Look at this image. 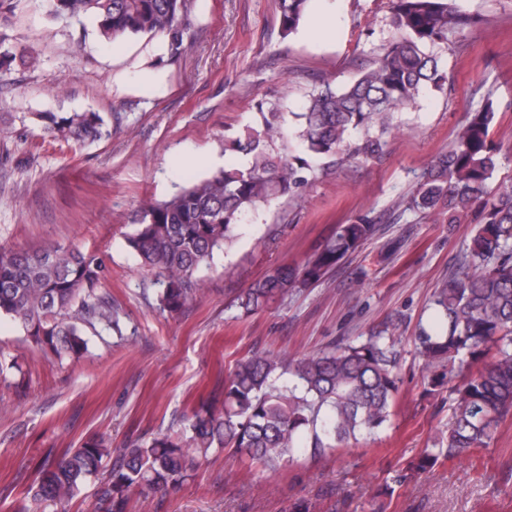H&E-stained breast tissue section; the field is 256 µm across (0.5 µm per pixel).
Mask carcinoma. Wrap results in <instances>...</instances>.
<instances>
[{
  "mask_svg": "<svg viewBox=\"0 0 512 512\" xmlns=\"http://www.w3.org/2000/svg\"><path fill=\"white\" fill-rule=\"evenodd\" d=\"M55 19L93 24L108 42L132 36L162 38L170 58L191 47L187 40L194 0H47ZM309 0H279L284 32H294ZM401 37L373 65L342 87L313 93L294 114L299 151L285 155L275 143L285 138V115L259 112L257 125L224 140V152L247 157L195 180L162 200L144 201L126 245L156 276L159 309L170 314L202 298L195 277L214 251L237 237L246 211L295 194L314 178L310 160L337 155L380 156L390 117L412 105L425 89L447 80L428 47L475 24L457 0H391ZM30 56L0 38V67L25 66ZM493 102L469 115L455 146L439 157L410 195L407 206L448 213V223L475 216L470 260L459 276L434 293L440 324L418 326L413 345L424 360V392L448 389L450 423L440 448H425L410 460L397 482L432 471L438 464L482 448L512 415V184L492 195L487 183L498 148L489 130ZM48 136L77 143L109 135L97 112H37ZM374 232L362 220L340 224L301 264H282L254 280L237 297L245 315L320 282ZM107 277L100 258L77 248L39 251L0 249V317H7L48 359H79L88 350L85 328L121 332L112 298L98 293ZM398 353L385 324L362 340L289 358L255 351L234 362L224 376V401L200 403L187 418V435L161 434L131 442L116 456L101 438L67 448L44 462L28 494L34 500L68 503L101 469L93 512H126L135 494L176 488L192 477L215 448L277 472L299 448L323 458L389 421L399 394Z\"/></svg>",
  "mask_w": 512,
  "mask_h": 512,
  "instance_id": "carcinoma-1",
  "label": "carcinoma"
}]
</instances>
